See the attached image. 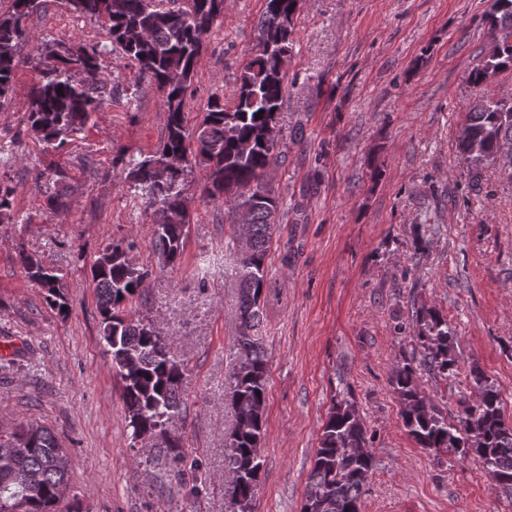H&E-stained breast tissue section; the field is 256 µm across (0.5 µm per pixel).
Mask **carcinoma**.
<instances>
[{
	"mask_svg": "<svg viewBox=\"0 0 512 512\" xmlns=\"http://www.w3.org/2000/svg\"><path fill=\"white\" fill-rule=\"evenodd\" d=\"M66 0L80 16L104 21L110 42L135 64L139 81L163 91L167 112L165 134L156 148L136 161L129 172L135 190L153 210L152 247L161 270L181 263L187 236L182 222L192 197L186 178L192 164L206 169L204 193L224 199V188L240 192L232 204V223H240L246 209L247 248L237 260L240 292L238 336L229 381L234 424L227 435L225 466L230 474L229 512H254L261 471V444L265 426L268 354L265 313L261 296L266 284L265 258L275 229L278 202L263 183L265 172L279 159L280 133L276 115L287 88L282 55L294 46V16L299 0H265L256 41L263 51L242 69L235 100L228 107L218 98L206 104L194 131L186 128L185 99L194 78L205 36L224 12V0ZM46 0H12L0 12V102L12 92L14 71L29 43L24 21L45 8ZM485 21L492 30L512 32V0H494ZM96 46L74 43L48 51L55 62L30 91L25 113L28 129L45 148L58 150L80 133L104 104L105 83ZM512 70V42L502 39L470 73L479 87L497 74ZM62 93H57V89ZM512 145V103L488 94L479 97L467 113L457 142L458 152L476 166L495 161ZM166 157L186 160L182 169L160 181L154 163ZM14 189L0 186V221L11 219ZM134 243L108 244L91 272L98 289L101 338L112 356V367L123 382V398L131 439L160 436L168 473L183 483L181 436L172 432L185 405L181 382L186 364L174 355L147 316H132L128 303L142 288L148 271L130 256ZM28 276L62 307L55 273L37 259L23 255ZM413 338L418 352L398 363L393 373L399 415L409 436L420 447L435 452L451 450L460 458L474 456L486 474L497 478L494 487L512 498V421L505 419L500 393L479 370L471 373L478 399L460 401L456 422H448L419 390L418 373L426 371L446 380L454 376V337L448 321L434 309L415 311ZM0 504L23 505L22 512H56L68 486V460L56 436L47 427L26 424L8 436L0 435ZM375 458L367 429L354 403L335 400L323 425L320 446L308 477L301 512H360L362 489Z\"/></svg>",
	"mask_w": 512,
	"mask_h": 512,
	"instance_id": "obj_1",
	"label": "carcinoma"
}]
</instances>
